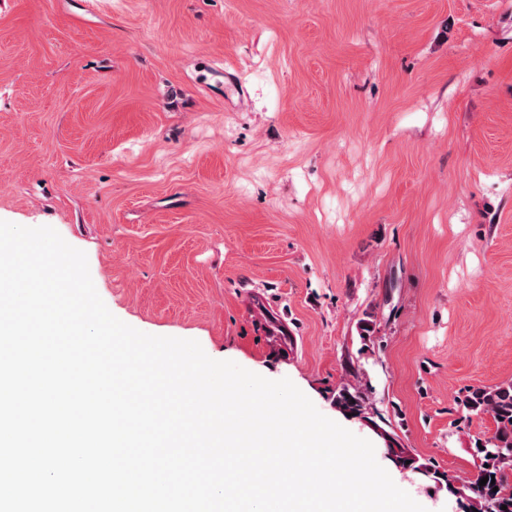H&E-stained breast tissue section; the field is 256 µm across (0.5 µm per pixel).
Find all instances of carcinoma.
Returning a JSON list of instances; mask_svg holds the SVG:
<instances>
[{
    "instance_id": "1",
    "label": "carcinoma",
    "mask_w": 512,
    "mask_h": 512,
    "mask_svg": "<svg viewBox=\"0 0 512 512\" xmlns=\"http://www.w3.org/2000/svg\"><path fill=\"white\" fill-rule=\"evenodd\" d=\"M336 408L351 414L373 428L379 430L382 416L369 402L361 384L347 382L336 391ZM456 404L470 414L492 416L496 429L494 433L475 446L480 460L478 473L474 481L465 486L472 493L471 510L473 512H512V382L502 383L494 387H473L467 394L457 399ZM394 464L406 471L423 474L436 482L445 484L452 494L459 490L449 482L448 476L432 468L427 462L412 455L396 441L389 448ZM488 477L495 483L479 485V481ZM498 491H493V488ZM507 509H502V506Z\"/></svg>"
}]
</instances>
